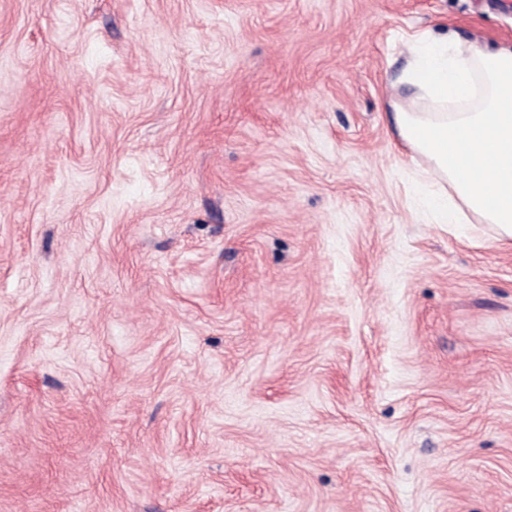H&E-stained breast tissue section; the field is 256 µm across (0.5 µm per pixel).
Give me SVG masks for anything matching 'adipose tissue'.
Instances as JSON below:
<instances>
[{
    "mask_svg": "<svg viewBox=\"0 0 512 512\" xmlns=\"http://www.w3.org/2000/svg\"><path fill=\"white\" fill-rule=\"evenodd\" d=\"M406 82L432 108L395 104L398 138L438 175V224H490L512 240V47L421 39Z\"/></svg>",
    "mask_w": 512,
    "mask_h": 512,
    "instance_id": "1",
    "label": "adipose tissue"
}]
</instances>
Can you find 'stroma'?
<instances>
[{
  "label": "stroma",
  "mask_w": 512,
  "mask_h": 512,
  "mask_svg": "<svg viewBox=\"0 0 512 512\" xmlns=\"http://www.w3.org/2000/svg\"><path fill=\"white\" fill-rule=\"evenodd\" d=\"M512 0H0V512H512V245L394 102Z\"/></svg>",
  "instance_id": "35a3bbf8"
}]
</instances>
